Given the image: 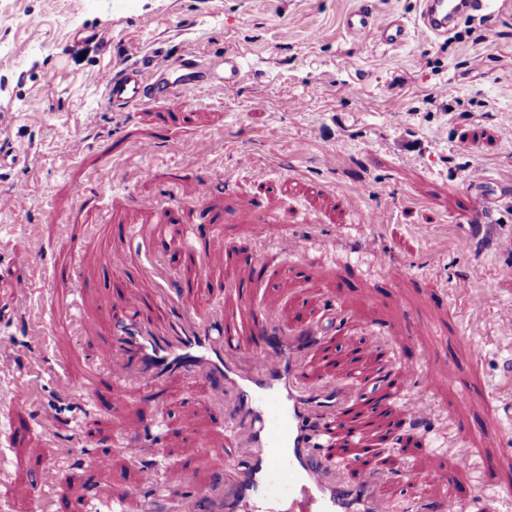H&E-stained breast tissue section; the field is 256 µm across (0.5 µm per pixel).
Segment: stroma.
I'll return each mask as SVG.
<instances>
[{
  "instance_id": "35a3bbf8",
  "label": "stroma",
  "mask_w": 512,
  "mask_h": 512,
  "mask_svg": "<svg viewBox=\"0 0 512 512\" xmlns=\"http://www.w3.org/2000/svg\"><path fill=\"white\" fill-rule=\"evenodd\" d=\"M357 3L0 0V194L27 197L24 208L0 212V336L43 354L37 366L21 355L0 363V499L12 512L31 507L53 463L70 488L55 512H89L98 475L82 455L105 451L121 512H143L153 492L123 452L131 441L164 448L163 477L176 491L188 471L196 484L220 486L232 463L200 454L235 445L205 382L172 380L157 399L130 392L119 429L101 413L107 383L89 407L71 398L108 361L124 291L139 289L152 302L145 319L166 323L169 310L141 272L146 255L121 231L129 224L162 225L151 254L182 282V305L220 299L237 315L245 279L253 306L279 302L283 328L320 320L339 350L337 378H378L376 361L354 350L364 337L386 336L397 353L389 373L425 388L438 408L420 430L400 403L376 418L369 433L397 449L394 471L440 464L469 512L512 486V331L485 304L492 296L512 307V6L497 42H477L484 22L467 18L444 52L419 30L392 49L351 37L345 18ZM185 51L236 54L251 76L175 104L156 98L133 112L107 104L104 71ZM215 138L223 155L209 151ZM135 139L152 142L154 155H125ZM21 141L32 149L20 157ZM244 153L251 167L239 165ZM475 172L490 180L493 220L473 239L462 213ZM254 196L257 206L245 207ZM372 213L379 223H368ZM183 226L213 251V276L197 277L173 246ZM295 237L306 245L298 260L287 255ZM254 251L265 260L244 273L240 260ZM111 252L125 257L119 270L107 263ZM31 268L36 284L19 314L5 282ZM78 301L103 311L80 332L70 323ZM470 317L483 319L484 337H463ZM21 380L30 399L15 392ZM49 413L61 445L80 455L58 459L43 442Z\"/></svg>"
}]
</instances>
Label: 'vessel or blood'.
<instances>
[{
	"instance_id": "b4317fda",
	"label": "vessel or blood",
	"mask_w": 512,
	"mask_h": 512,
	"mask_svg": "<svg viewBox=\"0 0 512 512\" xmlns=\"http://www.w3.org/2000/svg\"><path fill=\"white\" fill-rule=\"evenodd\" d=\"M506 8L505 0H419L418 15L410 22L394 13L378 14L371 0H360L347 15L346 28L353 36L396 47L407 43L416 28L448 36L467 15L495 30ZM170 67L177 73L172 81L157 79L149 62L105 72V96L113 106L136 110L157 97L175 102L204 85L234 87L247 77L243 61L233 54L203 71L197 56L187 52ZM183 250L201 274H208L192 228L183 232ZM146 307L139 292L125 295L124 313L112 325L114 368L124 382L145 384L157 394L176 377L207 382L225 408L227 427L238 437L233 450L238 463L225 472L222 489L196 485L187 494L164 491L162 512H397L394 498L378 491L385 475L368 463L351 477L330 473L325 464L331 454L349 456V443L370 425L372 412L368 393L355 381L331 377L321 383L311 376V369L336 365V345L319 322L302 323L278 336L272 309L251 307L245 335L238 324L224 319L217 303L180 312L155 333L141 319ZM344 413L359 423L346 430L347 446L339 450L335 432ZM433 477L440 492L428 503V512H466L448 474L437 471ZM67 492L54 467H46L35 512H54Z\"/></svg>"
}]
</instances>
